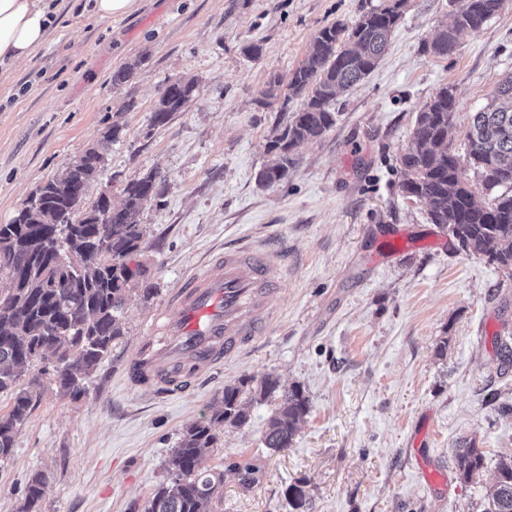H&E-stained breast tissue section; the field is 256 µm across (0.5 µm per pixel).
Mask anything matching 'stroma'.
<instances>
[{"label": "stroma", "instance_id": "obj_1", "mask_svg": "<svg viewBox=\"0 0 512 512\" xmlns=\"http://www.w3.org/2000/svg\"><path fill=\"white\" fill-rule=\"evenodd\" d=\"M87 0H54L47 42L0 72V224L117 124L119 139L86 191L156 172L161 196L139 213L133 263L150 295L128 294L123 334L74 398L43 377L12 456L0 462V512H18L28 480L46 478L40 512H143L166 479L183 428L244 378L301 385L311 409L290 448L265 447L274 399L243 427L219 426L203 469L224 474L212 512H292L287 488L306 481V512H485L500 458L512 455V274L457 250L425 203L399 189V158L420 108L456 95L453 145L464 152L473 111L512 72V7L455 50L424 45L450 24V0H408L388 48L339 97L336 124L303 145L274 187L257 175L267 143L301 99L285 82L322 26L352 24L379 0H137L120 19ZM262 46L259 56L249 45ZM132 65L127 82L112 73ZM193 77L198 96L163 125L150 121L167 81ZM279 87H272V80ZM277 255L280 291L267 336L186 394L130 387L126 365L155 314L189 272L227 247ZM484 456L469 481L455 452ZM250 462L259 482L240 485ZM448 474L430 488L422 464Z\"/></svg>", "mask_w": 512, "mask_h": 512}]
</instances>
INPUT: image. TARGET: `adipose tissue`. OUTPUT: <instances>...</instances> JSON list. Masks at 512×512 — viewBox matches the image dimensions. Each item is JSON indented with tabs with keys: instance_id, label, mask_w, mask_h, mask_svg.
<instances>
[{
	"instance_id": "1",
	"label": "adipose tissue",
	"mask_w": 512,
	"mask_h": 512,
	"mask_svg": "<svg viewBox=\"0 0 512 512\" xmlns=\"http://www.w3.org/2000/svg\"><path fill=\"white\" fill-rule=\"evenodd\" d=\"M47 38L43 0H0V64L28 60Z\"/></svg>"
}]
</instances>
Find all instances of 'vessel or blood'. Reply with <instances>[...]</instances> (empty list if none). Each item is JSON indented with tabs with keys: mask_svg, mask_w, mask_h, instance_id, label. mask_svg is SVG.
<instances>
[{
	"mask_svg": "<svg viewBox=\"0 0 512 512\" xmlns=\"http://www.w3.org/2000/svg\"><path fill=\"white\" fill-rule=\"evenodd\" d=\"M276 290L269 252L241 247L215 257L171 294L131 361V383L168 395L196 384L264 335Z\"/></svg>",
	"mask_w": 512,
	"mask_h": 512,
	"instance_id": "b4317fda",
	"label": "vessel or blood"
}]
</instances>
